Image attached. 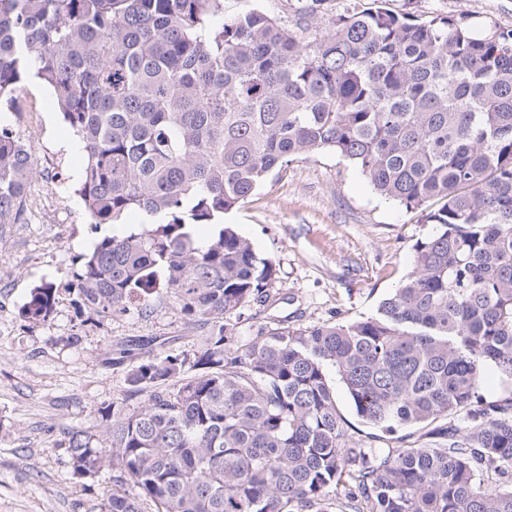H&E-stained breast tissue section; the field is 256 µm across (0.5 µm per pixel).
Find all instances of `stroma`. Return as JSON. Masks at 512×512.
<instances>
[{
  "mask_svg": "<svg viewBox=\"0 0 512 512\" xmlns=\"http://www.w3.org/2000/svg\"><path fill=\"white\" fill-rule=\"evenodd\" d=\"M388 7L421 17L464 15L483 35L512 28V0H389ZM8 118L34 150L32 183L55 198L58 221L46 223L31 198L21 223L0 225V512H100L98 488L72 480L60 443L66 428L98 420L101 404L118 391L107 342L173 336L187 349L192 341L181 338L166 306L147 318L81 328L67 300L48 324L21 318L31 289L64 277L98 236L75 192L82 163L77 138L49 88L26 81ZM224 221L276 270V303L246 310V333L373 314L410 271L416 242L433 231L420 211L381 198L359 169L331 151L294 160ZM75 333L79 342L66 345Z\"/></svg>",
  "mask_w": 512,
  "mask_h": 512,
  "instance_id": "stroma-1",
  "label": "stroma"
}]
</instances>
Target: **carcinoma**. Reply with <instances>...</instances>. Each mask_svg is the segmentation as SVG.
I'll return each mask as SVG.
<instances>
[{
  "label": "carcinoma",
  "instance_id": "obj_1",
  "mask_svg": "<svg viewBox=\"0 0 512 512\" xmlns=\"http://www.w3.org/2000/svg\"><path fill=\"white\" fill-rule=\"evenodd\" d=\"M321 3L291 28L226 18L224 0H0V106L41 80L81 142L91 223L148 219L32 289L22 318L44 325L64 299L82 324L168 304L201 332L189 351L107 344L119 393L65 432L101 512H512V29L384 0L322 29ZM323 150L434 231L374 314L246 335L275 266L224 212ZM35 174L0 119V224ZM332 371L363 423L418 443L349 439Z\"/></svg>",
  "mask_w": 512,
  "mask_h": 512
}]
</instances>
